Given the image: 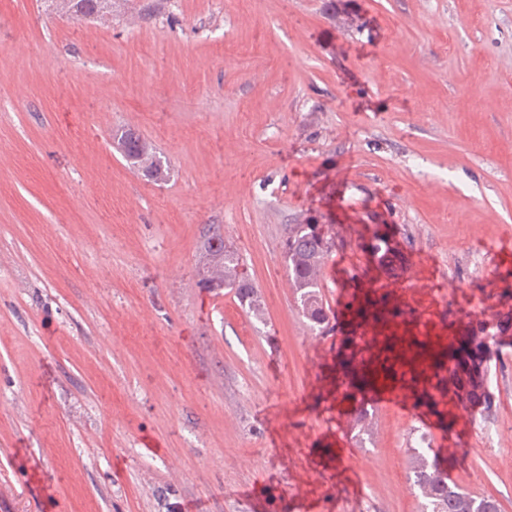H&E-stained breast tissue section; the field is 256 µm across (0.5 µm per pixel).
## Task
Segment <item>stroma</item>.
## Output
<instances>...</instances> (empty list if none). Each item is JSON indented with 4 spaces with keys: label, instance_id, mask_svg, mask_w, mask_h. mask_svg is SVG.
Wrapping results in <instances>:
<instances>
[{
    "label": "stroma",
    "instance_id": "35a3bbf8",
    "mask_svg": "<svg viewBox=\"0 0 512 512\" xmlns=\"http://www.w3.org/2000/svg\"><path fill=\"white\" fill-rule=\"evenodd\" d=\"M123 125L168 181L113 149ZM292 224L336 240L331 332L298 310ZM213 225L264 320L196 286ZM408 265L431 335L512 316V0H0V512H422L425 442L512 512V332L491 409L449 402L448 429L336 392L350 274ZM56 7L78 19H112V0H51ZM112 142L126 163L145 177L154 181L169 177L170 161L134 129L125 126L113 129Z\"/></svg>",
    "mask_w": 512,
    "mask_h": 512
}]
</instances>
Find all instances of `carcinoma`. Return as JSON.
Wrapping results in <instances>:
<instances>
[{"label": "carcinoma", "instance_id": "1", "mask_svg": "<svg viewBox=\"0 0 512 512\" xmlns=\"http://www.w3.org/2000/svg\"><path fill=\"white\" fill-rule=\"evenodd\" d=\"M61 10L78 19L112 18V0H59ZM116 150L133 169L144 176L161 181L169 177L170 161L130 127L112 130ZM370 254L381 266L386 265L391 247L388 236L377 231L372 234ZM335 248V239L324 234L317 224H291L285 243V254L291 287L297 306L320 331L329 325V308L324 301L323 270ZM196 286L220 294L224 287L235 289L241 304L258 320L264 318L265 307L261 294L254 285L239 274V258L224 246V237L207 232L201 245L197 266ZM483 322L469 324L463 336H456L444 345L423 338L418 344L430 349L434 380L424 381L426 392L416 397V404L428 407L440 420L445 414L439 409L447 395L454 396L464 407L482 400L486 407L492 402L485 391V374L482 363L485 355ZM355 352H350L339 362L343 378L337 388L348 398L354 387L364 383L349 378V369ZM451 372L453 383L443 372ZM414 483L427 500L430 512H501L500 503L491 496H474L448 483L445 473L428 461L424 453L413 449Z\"/></svg>", "mask_w": 512, "mask_h": 512}]
</instances>
